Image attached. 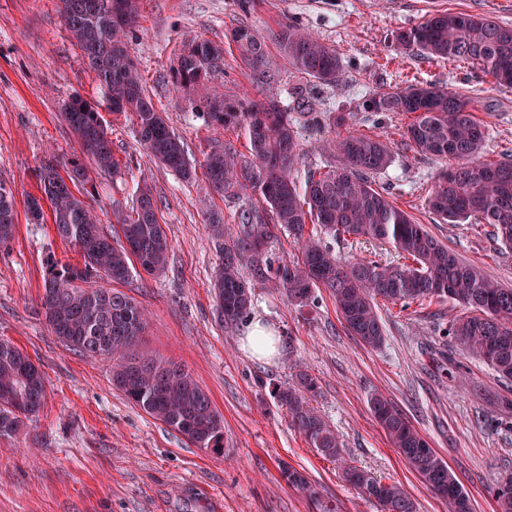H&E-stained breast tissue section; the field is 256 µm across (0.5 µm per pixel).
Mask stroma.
I'll return each instance as SVG.
<instances>
[{
    "label": "stroma",
    "instance_id": "stroma-1",
    "mask_svg": "<svg viewBox=\"0 0 512 512\" xmlns=\"http://www.w3.org/2000/svg\"><path fill=\"white\" fill-rule=\"evenodd\" d=\"M242 13L237 0H140L137 37L129 52L139 64L158 111L189 146L194 163L216 139L245 150L234 129L214 131L185 110L171 84L182 40L223 41L245 23L261 34L291 22L339 53L344 74L320 89L328 108L343 112L380 88L417 81L471 97L486 128L482 155L512 159V87L493 84L474 68L432 59L391 45L394 31L419 25L436 11L481 14L512 25V0H253ZM59 0H0V180L15 194V232L0 243V339L19 347L41 370L46 399L12 438H0V512H313L306 498L280 474L288 465L318 485L325 502L340 512H377L340 478L336 461L324 458L288 425L275 388L308 371L317 382L314 407L336 430L350 458L386 482L399 483L417 512H446L393 448L373 417L368 399L379 393L409 418L448 465L473 503L474 512H497L495 491L512 476V381L463 351L448 334L463 308L451 301L423 313L384 303L379 314L384 340L371 348L345 329L325 290L314 304L290 305L276 285L243 275L254 290L253 318L275 329L278 352L254 358L242 347L245 326L224 328L211 290L218 261L210 219L222 222L227 239L237 217L258 200L244 193L224 197L204 174L185 182L163 168L139 143L131 122L110 124L117 176H99L87 203L102 223L131 204V191L147 182L172 250L165 271L136 274L123 291L147 311L140 354L182 365L224 418V447L210 451L153 419L112 384L113 360L88 356L62 344L41 308L47 257L81 263L63 244L52 221L31 223L27 196L40 192L35 169L47 156L65 160L79 146L62 120L65 102L101 99L99 81L63 25ZM268 68L279 82L256 86L237 53L224 55V72L198 96L220 93L288 100L289 65L269 44ZM408 123L399 114L357 113L338 133L363 132L386 141L392 163L374 181L390 202L460 260L512 288V252L489 231L467 222L446 224L427 196L445 160L419 155L403 139Z\"/></svg>",
    "mask_w": 512,
    "mask_h": 512
}]
</instances>
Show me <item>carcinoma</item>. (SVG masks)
Instances as JSON below:
<instances>
[{
    "mask_svg": "<svg viewBox=\"0 0 512 512\" xmlns=\"http://www.w3.org/2000/svg\"><path fill=\"white\" fill-rule=\"evenodd\" d=\"M62 5L72 38L99 78L108 110L132 122L140 144L159 163L185 181L194 179L187 146L146 93L142 73L129 53V43L136 38L138 0H62ZM271 40L293 70L289 108L273 97H191L224 72L222 43L202 38L182 43L171 70V83L185 95L192 112L216 131L241 130L247 142L246 156L230 142L211 143L202 164L208 183L226 197L249 191L262 204L240 214L238 241L232 247L224 243L221 225L212 226L218 255L212 288L220 322L232 328L251 315L252 288L240 274L245 260L257 277L281 288L291 304L307 306L316 289L328 290L346 330L370 347L384 339L379 302L407 309L448 299L468 310L452 321L448 335L500 379L512 380V288L495 284L460 261L374 187L372 177L392 162L380 138L357 132L324 136L320 149L339 164L311 168L301 180L294 175L301 159V130L322 133L332 121L345 120L322 109L315 90L317 84L336 83L343 67L334 47L293 24L280 25ZM393 43L429 58L467 62L493 83L512 86V27L490 17L438 11L416 27L395 32ZM227 44L254 71L257 82L269 85L279 79L267 68L265 36L240 25L231 30ZM356 111L414 116L403 134L409 146L421 155L453 161L431 192L430 209L449 224L492 227L494 238L512 251V160L481 159L485 127L474 116L467 95L419 81L377 90L363 97ZM62 118L78 140L80 154L63 163L44 160L36 173L42 196L30 195L25 204L30 219L39 224L42 201L50 203L57 237L81 253L83 265L48 261L42 297L45 320L70 349L115 359L113 385L146 414L198 448H222L223 417L191 374L134 353L146 313L134 298L114 288L134 271L152 275L167 265L170 246L153 193L145 184L136 186L132 206L119 212L117 224L107 230L84 200L95 187L92 174L119 171L99 105L75 97L64 104ZM75 187L82 192L74 193ZM275 224L293 236L298 255L287 259L269 253L267 242ZM14 226L15 195L0 181L1 242L13 235ZM326 235L348 237L357 244H389L400 259L360 256L343 262L324 240ZM29 368L34 365L23 351L0 340V438L16 435L45 402L43 375L31 377ZM315 392L316 380L306 372L275 391L289 426L320 455L339 462L343 480L375 501L380 512H415L400 484L382 482L345 458L339 436L311 404ZM369 406L392 446L446 503L448 512H473L461 483L409 420L380 394L370 397ZM281 476L306 495L316 512H333L302 472L284 467Z\"/></svg>",
    "mask_w": 512,
    "mask_h": 512,
    "instance_id": "carcinoma-1",
    "label": "carcinoma"
}]
</instances>
